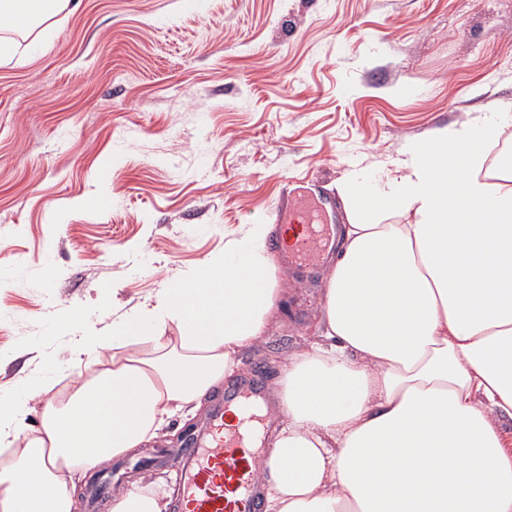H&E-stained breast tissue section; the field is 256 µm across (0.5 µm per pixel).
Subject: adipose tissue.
Returning a JSON list of instances; mask_svg holds the SVG:
<instances>
[{
	"instance_id": "1",
	"label": "adipose tissue",
	"mask_w": 512,
	"mask_h": 512,
	"mask_svg": "<svg viewBox=\"0 0 512 512\" xmlns=\"http://www.w3.org/2000/svg\"><path fill=\"white\" fill-rule=\"evenodd\" d=\"M67 3L0 0V18L24 31ZM494 111L406 143L376 182L347 176L321 339L274 384L264 512H512V164L487 162L512 102ZM268 231L81 336L85 365L37 431L21 397L0 398V445L25 442L0 468V512H77L81 475L203 408L277 312ZM166 497L143 476L109 512H165Z\"/></svg>"
}]
</instances>
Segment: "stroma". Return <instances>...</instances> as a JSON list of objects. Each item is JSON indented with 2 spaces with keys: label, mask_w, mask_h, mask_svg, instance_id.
Segmentation results:
<instances>
[{
  "label": "stroma",
  "mask_w": 512,
  "mask_h": 512,
  "mask_svg": "<svg viewBox=\"0 0 512 512\" xmlns=\"http://www.w3.org/2000/svg\"><path fill=\"white\" fill-rule=\"evenodd\" d=\"M1 41L0 396L60 395L79 336L272 223L284 176L321 177L308 201L343 225L349 172L512 101V0H70ZM326 274L278 269L277 319L225 387L273 383L318 336ZM213 408L171 417L143 474L175 486Z\"/></svg>",
  "instance_id": "35a3bbf8"
}]
</instances>
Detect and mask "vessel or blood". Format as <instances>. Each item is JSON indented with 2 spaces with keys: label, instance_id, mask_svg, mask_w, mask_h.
<instances>
[{
  "label": "vessel or blood",
  "instance_id": "obj_1",
  "mask_svg": "<svg viewBox=\"0 0 512 512\" xmlns=\"http://www.w3.org/2000/svg\"><path fill=\"white\" fill-rule=\"evenodd\" d=\"M296 191L295 181H285L276 207L277 224L292 227V235L275 232L269 240L287 265H327L336 249V227L313 223L300 209ZM263 398V387L248 384L215 407L202 433L183 450L174 512H260L255 464L269 455L258 445V431L266 424L258 413Z\"/></svg>",
  "mask_w": 512,
  "mask_h": 512
}]
</instances>
